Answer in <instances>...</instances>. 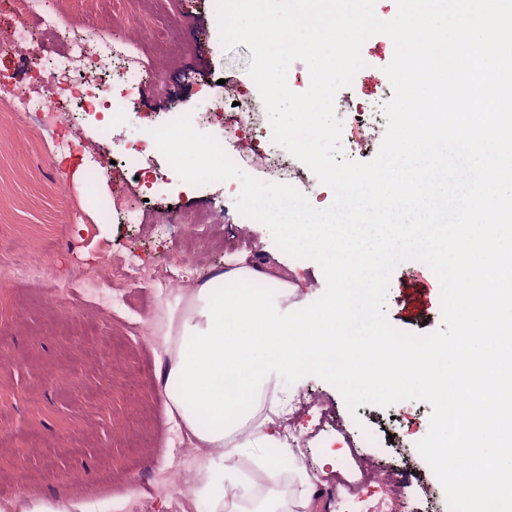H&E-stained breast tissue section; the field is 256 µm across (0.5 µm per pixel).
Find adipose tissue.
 <instances>
[{"label":"adipose tissue","instance_id":"ef3b65f1","mask_svg":"<svg viewBox=\"0 0 512 512\" xmlns=\"http://www.w3.org/2000/svg\"><path fill=\"white\" fill-rule=\"evenodd\" d=\"M288 288L264 261H248L205 281L186 306L168 305L163 334L170 366L160 383L169 419L198 447L228 458L243 446L263 449L270 480L288 455L256 422L258 395L270 384L271 371L336 368L325 329L336 319L335 304L285 319L276 300ZM245 427L248 437L235 445L234 434Z\"/></svg>","mask_w":512,"mask_h":512}]
</instances>
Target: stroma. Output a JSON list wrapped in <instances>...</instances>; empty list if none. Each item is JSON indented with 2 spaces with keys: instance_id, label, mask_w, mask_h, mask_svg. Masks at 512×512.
<instances>
[{
  "instance_id": "35a3bbf8",
  "label": "stroma",
  "mask_w": 512,
  "mask_h": 512,
  "mask_svg": "<svg viewBox=\"0 0 512 512\" xmlns=\"http://www.w3.org/2000/svg\"><path fill=\"white\" fill-rule=\"evenodd\" d=\"M56 2L65 24L55 38L58 47L76 34L93 47L105 37L120 52L132 44L149 50L162 44L166 53L160 79L146 80L135 104L113 112L110 121L79 112L60 116L57 132L78 124L88 146L87 154L66 160L41 124L0 98V347L6 352L0 359V499L13 500L17 485L27 482L39 498L120 506L145 484L152 493L150 512H171L179 498L189 499L194 512H210L196 479L203 462L196 449L182 453L176 480L158 477L172 465L174 425L157 380L167 356L151 319L162 302L191 294L243 255L288 275L294 289L279 302L284 313L321 297L325 277L316 262L288 255L266 226L239 212L240 181L195 186L181 181L160 151L147 157L131 150L153 129L186 113L197 130L222 138V129L207 124L205 114L225 85L258 98L248 47L227 50L221 44L216 0H154L150 15L135 24L125 20L127 0ZM17 24L11 0H0V81L6 83L25 51L11 41ZM393 54L390 38H369L362 47L364 68L336 95L345 107L341 147L348 160L367 162L379 151L387 120L371 106L391 89L384 68ZM114 154L121 165L98 181L96 161ZM116 192L124 210L112 207ZM202 209L212 210L214 223H188ZM183 237L195 244L200 272L167 289L134 286L123 303L74 293L59 306L41 292L64 287L67 268L94 266L104 248L116 257L135 252L164 266ZM50 243L56 250L42 284L10 279L13 269L38 263ZM384 313L407 334L440 329L441 287L433 271L419 261L398 265ZM63 369L68 378L55 379ZM271 384L282 415L273 429L294 432L298 445L289 449L287 466L274 481L263 475L262 449L245 448L220 460L227 482L239 491L237 512H255L266 501L286 512L289 500L320 493L328 452H341L351 471L359 459L393 465L397 448L407 449L412 461L400 482L413 512H449L441 483L417 450L429 430V404L407 400L352 411L339 390L317 376L290 385L276 376ZM303 396L319 400L333 428L312 431L311 417L290 413L289 403Z\"/></svg>"
}]
</instances>
